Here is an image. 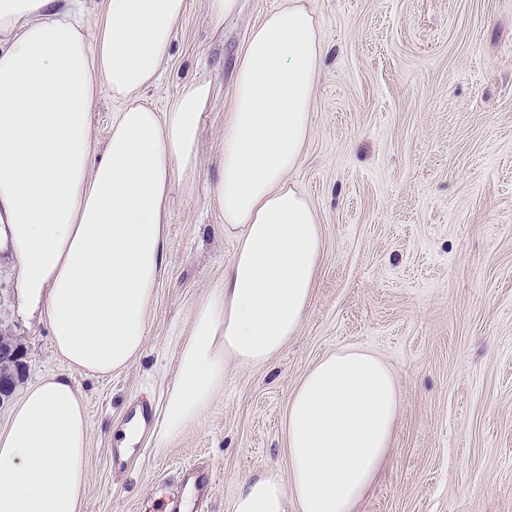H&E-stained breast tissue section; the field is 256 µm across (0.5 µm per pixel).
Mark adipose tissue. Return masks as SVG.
<instances>
[{
  "label": "adipose tissue",
  "instance_id": "obj_1",
  "mask_svg": "<svg viewBox=\"0 0 512 512\" xmlns=\"http://www.w3.org/2000/svg\"><path fill=\"white\" fill-rule=\"evenodd\" d=\"M185 0H107L96 34L58 0H0V247L17 263L19 313L46 319L69 367L33 383L0 429V512H82L90 428L74 370L107 377L144 349L167 250L174 178L192 181L209 88L158 112L157 77ZM322 59L313 14L282 0L250 33L224 124L213 193L235 241L224 277L196 302L158 447L197 424L232 365L269 361L311 304L321 228L289 185L311 135ZM124 106L104 149L91 136L97 86ZM400 394L390 367L349 349L324 356L288 403V475L245 479L233 512H360L393 448Z\"/></svg>",
  "mask_w": 512,
  "mask_h": 512
}]
</instances>
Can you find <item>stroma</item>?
<instances>
[{
  "label": "stroma",
  "instance_id": "35a3bbf8",
  "mask_svg": "<svg viewBox=\"0 0 512 512\" xmlns=\"http://www.w3.org/2000/svg\"><path fill=\"white\" fill-rule=\"evenodd\" d=\"M281 0H241L213 25L186 0L143 103L211 88L199 171L177 180L169 250L143 352L101 378L69 370L46 322L16 311L0 251V329L22 340L26 382L69 373L90 425L83 512H233L242 481L288 474V400L321 357L364 348L393 370V452L361 512H512V0H303L324 45L312 135L288 175L321 224L322 259L303 325L260 366L231 367L224 394L166 448L143 428L112 463L113 432L146 400L162 408L176 341L224 277L235 244L213 186L234 72L251 30Z\"/></svg>",
  "mask_w": 512,
  "mask_h": 512
}]
</instances>
